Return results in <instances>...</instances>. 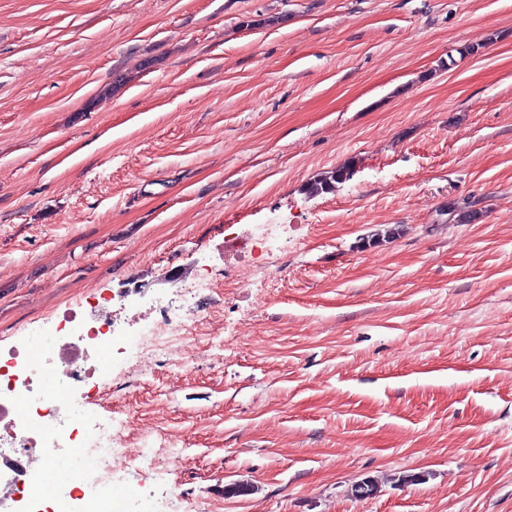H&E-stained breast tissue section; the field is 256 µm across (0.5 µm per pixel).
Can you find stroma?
<instances>
[{
  "label": "stroma",
  "instance_id": "35a3bbf8",
  "mask_svg": "<svg viewBox=\"0 0 512 512\" xmlns=\"http://www.w3.org/2000/svg\"><path fill=\"white\" fill-rule=\"evenodd\" d=\"M265 224L287 246L235 287L224 231ZM204 265L188 360L113 373L96 407H133L170 470L132 484L512 512V0H0V346ZM353 167L354 162L351 161L336 168L335 170L326 172L324 175L313 179V181H310L305 185V193L309 196H317L333 192L336 189L337 184H341L348 179L347 177L352 173Z\"/></svg>",
  "mask_w": 512,
  "mask_h": 512
}]
</instances>
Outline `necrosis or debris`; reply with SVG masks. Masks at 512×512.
Returning a JSON list of instances; mask_svg holds the SVG:
<instances>
[{
	"label": "necrosis or debris",
	"mask_w": 512,
	"mask_h": 512,
	"mask_svg": "<svg viewBox=\"0 0 512 512\" xmlns=\"http://www.w3.org/2000/svg\"><path fill=\"white\" fill-rule=\"evenodd\" d=\"M275 237L257 230L224 236V254L249 252L259 274L275 262ZM211 287L204 275L182 279L177 313L163 297L149 301L160 320L142 325L135 288L100 298L34 327L0 348V512H180L176 492L114 486L152 468L150 441L132 448L122 430L89 403L101 380L126 364L144 368L198 329L197 298Z\"/></svg>",
	"instance_id": "4bbe7bcc"
}]
</instances>
